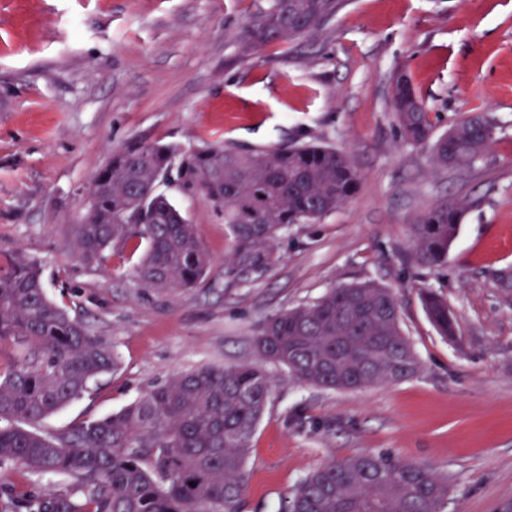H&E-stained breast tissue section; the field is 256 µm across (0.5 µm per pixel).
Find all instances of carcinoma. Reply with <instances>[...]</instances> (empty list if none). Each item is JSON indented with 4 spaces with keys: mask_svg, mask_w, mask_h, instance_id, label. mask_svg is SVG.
Listing matches in <instances>:
<instances>
[{
    "mask_svg": "<svg viewBox=\"0 0 512 512\" xmlns=\"http://www.w3.org/2000/svg\"><path fill=\"white\" fill-rule=\"evenodd\" d=\"M346 0H272L246 29V47L316 32ZM392 104L406 140L432 144L436 165L472 166L489 147L493 123L474 113L432 139L425 102L409 76L396 75ZM176 179L197 188L234 239L224 275L242 283L265 273L295 224H315L346 205L359 175L331 146L242 148L228 143L185 152L174 144L132 141L94 175L89 211L76 225V256L92 265L112 250H146L136 270L156 291L193 288L210 258L196 225L158 185ZM467 203L442 200L412 225L418 263L448 261ZM426 312L445 338L456 324L445 297L422 290ZM255 344L292 378L355 391L416 375L419 360L401 324L394 291L374 281L328 289L312 303L266 320ZM0 466L62 476L64 488L37 498L0 486L10 512H239L251 439L271 391L250 364L205 366L174 376L122 411L53 435L38 425L117 367L110 346L46 294L33 260L0 266ZM448 480L429 467L386 454L332 462L300 480L278 512H442Z\"/></svg>",
    "mask_w": 512,
    "mask_h": 512,
    "instance_id": "carcinoma-1",
    "label": "carcinoma"
}]
</instances>
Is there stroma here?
Listing matches in <instances>:
<instances>
[{
	"instance_id": "stroma-1",
	"label": "stroma",
	"mask_w": 512,
	"mask_h": 512,
	"mask_svg": "<svg viewBox=\"0 0 512 512\" xmlns=\"http://www.w3.org/2000/svg\"><path fill=\"white\" fill-rule=\"evenodd\" d=\"M270 0H0V258L35 260L48 296L104 337L114 372L40 425L55 433L118 412L176 374L253 364L271 380L252 438L242 512H277L318 467L387 453L448 479L444 512H512V0H347L317 32L247 51ZM406 71L435 134L485 114L473 167L435 166L390 103ZM140 139L191 151L324 143L360 175L351 201L299 224L263 275L224 277L233 238L199 190H159L196 224L211 265L196 288L138 283L139 256L75 254L96 171ZM469 207L439 268L418 264L411 226L436 202ZM374 280L398 298L421 370L357 391L299 383L255 347L267 318L331 287ZM444 293L458 326L437 333L420 299Z\"/></svg>"
}]
</instances>
